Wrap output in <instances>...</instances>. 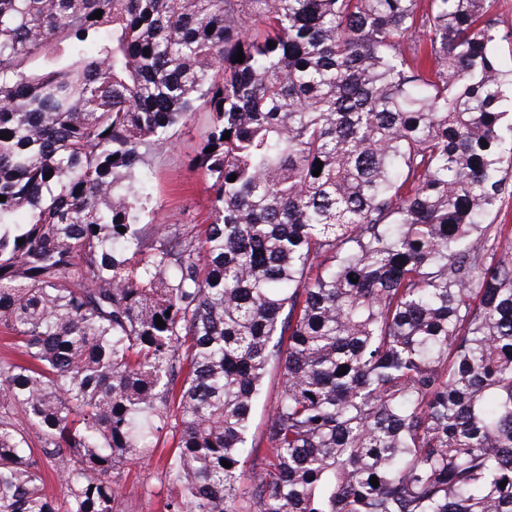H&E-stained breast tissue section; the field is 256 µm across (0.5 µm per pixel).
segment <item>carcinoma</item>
<instances>
[{
  "label": "carcinoma",
  "instance_id": "obj_1",
  "mask_svg": "<svg viewBox=\"0 0 512 512\" xmlns=\"http://www.w3.org/2000/svg\"><path fill=\"white\" fill-rule=\"evenodd\" d=\"M498 8L0 0V512H124L169 437L163 512H512ZM199 103L210 214L144 224ZM280 389V382L274 370H270L264 380L262 395L257 406L252 435L256 442H259V436L263 428L268 407L272 400L276 397Z\"/></svg>",
  "mask_w": 512,
  "mask_h": 512
}]
</instances>
